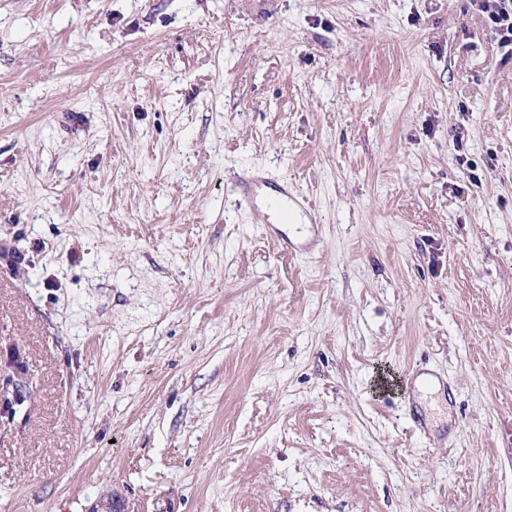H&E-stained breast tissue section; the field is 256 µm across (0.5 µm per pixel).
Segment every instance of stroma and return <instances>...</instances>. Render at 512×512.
<instances>
[{"mask_svg": "<svg viewBox=\"0 0 512 512\" xmlns=\"http://www.w3.org/2000/svg\"><path fill=\"white\" fill-rule=\"evenodd\" d=\"M245 168L318 229L281 250ZM0 249V512H512V57L469 0H0ZM271 182L273 181L266 178L261 170H244L235 178V187L238 191L239 201L252 206L258 190L264 186L268 187L267 184ZM276 195L267 197L266 206L269 209H279L284 206L288 207V212H298L301 216L308 219L309 224H317L316 210L310 202L304 197L298 196L291 187H288V179L279 182L275 188ZM13 375L0 383V417L13 416L16 413L14 406L21 405L29 393V380L26 381L25 371H19L13 361L9 362ZM11 388V390H10ZM11 394L12 398L7 395Z\"/></svg>", "mask_w": 512, "mask_h": 512, "instance_id": "obj_1", "label": "stroma"}]
</instances>
